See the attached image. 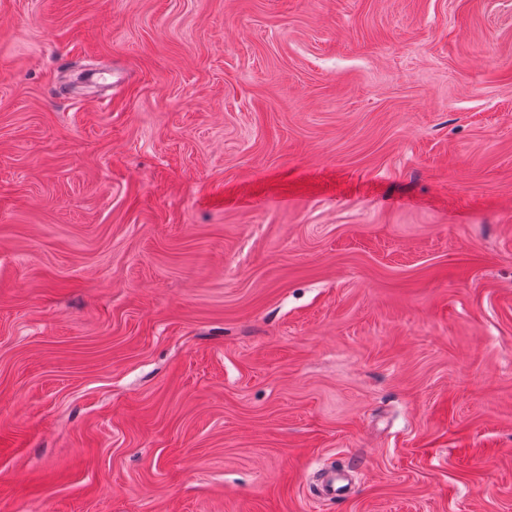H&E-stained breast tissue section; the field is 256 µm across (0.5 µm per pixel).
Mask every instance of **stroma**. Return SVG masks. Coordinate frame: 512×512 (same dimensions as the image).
<instances>
[{
  "mask_svg": "<svg viewBox=\"0 0 512 512\" xmlns=\"http://www.w3.org/2000/svg\"><path fill=\"white\" fill-rule=\"evenodd\" d=\"M0 512H512V0H0ZM349 481L342 473L334 472L324 483H321L319 496L323 500L336 501L347 496Z\"/></svg>",
  "mask_w": 512,
  "mask_h": 512,
  "instance_id": "obj_1",
  "label": "stroma"
}]
</instances>
